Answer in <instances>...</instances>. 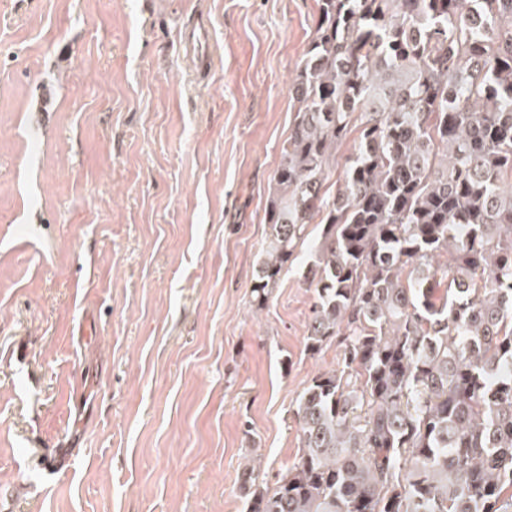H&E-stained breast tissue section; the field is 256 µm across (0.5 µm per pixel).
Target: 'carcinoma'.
Returning <instances> with one entry per match:
<instances>
[{"mask_svg":"<svg viewBox=\"0 0 512 512\" xmlns=\"http://www.w3.org/2000/svg\"><path fill=\"white\" fill-rule=\"evenodd\" d=\"M266 209L268 300L319 220L299 454L247 512L512 508V0H319ZM358 115L336 180V145Z\"/></svg>","mask_w":512,"mask_h":512,"instance_id":"carcinoma-1","label":"carcinoma"}]
</instances>
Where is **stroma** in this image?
Listing matches in <instances>:
<instances>
[{"mask_svg":"<svg viewBox=\"0 0 512 512\" xmlns=\"http://www.w3.org/2000/svg\"><path fill=\"white\" fill-rule=\"evenodd\" d=\"M317 11L0 0V512H246L294 462L341 349L308 254L252 286Z\"/></svg>","mask_w":512,"mask_h":512,"instance_id":"35a3bbf8","label":"stroma"}]
</instances>
